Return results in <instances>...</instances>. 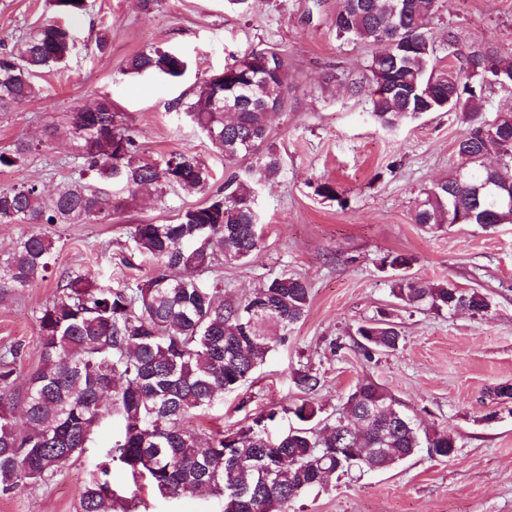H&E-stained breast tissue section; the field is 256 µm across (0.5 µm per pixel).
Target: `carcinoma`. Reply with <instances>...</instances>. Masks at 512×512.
<instances>
[{
	"mask_svg": "<svg viewBox=\"0 0 512 512\" xmlns=\"http://www.w3.org/2000/svg\"><path fill=\"white\" fill-rule=\"evenodd\" d=\"M60 19L30 30L13 47H0V108L39 95L37 74L67 63L75 47L71 20L86 0H51ZM439 0H341L331 19L339 38L382 45L372 57L371 101L376 120L392 128L454 95L451 111L465 129L456 143L461 165L433 183L416 203L413 220L433 227L452 224L512 223V111L487 118L482 92L492 87L487 74L512 71V55L491 43L472 44L458 56V71L474 86L456 87L451 72L436 70L428 25ZM267 68L259 76L225 66L247 86L246 104L234 113L219 111L221 81L192 87L186 112L204 132L224 163L250 159L246 175L235 173L202 205L185 209L174 224H134L128 229L131 254L149 257V278L117 287L101 285L83 271L68 272L56 294L37 311L39 364L26 388L16 389L19 351L0 353V497L27 484H50L66 463L82 455L100 424L117 416L119 438L96 465L84 487L79 512H127L112 484L116 463L134 480H144L163 499L204 492L216 512H288L303 493L355 471L399 466L426 449L429 457L450 459L455 440L437 430H420L379 384L357 383L343 412L333 421L320 417L309 399L321 377L300 371L295 384L306 398L281 411L254 418L232 432L203 433L189 421L212 408L218 395L241 387L288 340V331L307 314L305 280L281 275L239 302L217 299L218 284L203 276L223 262L249 259L261 246L257 186L278 177L281 157L271 141V117L288 86V61L273 50L249 53ZM188 68L180 55L154 47L133 56L127 71L176 82ZM495 125V136L485 133ZM67 135L76 145L77 177L45 199L40 184L0 189V224L96 223L125 210L138 191H161L167 173L189 187L206 190L210 171L196 156L178 152L158 162L120 127L112 102L72 116ZM37 149L19 141L0 153V167L22 164ZM119 179L129 198H116L98 186ZM54 241L43 233H24L0 252V299L22 293L45 278L54 262ZM392 295L408 309L425 306L437 313L468 310L486 315L490 298L477 288L447 281L401 278ZM358 345L368 357L399 348L402 332L388 312L357 328ZM375 411L359 427L351 421ZM283 414L295 425L276 441L265 421Z\"/></svg>",
	"mask_w": 512,
	"mask_h": 512,
	"instance_id": "cac0c4a2",
	"label": "carcinoma"
}]
</instances>
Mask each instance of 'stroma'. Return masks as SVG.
<instances>
[{
  "label": "stroma",
  "mask_w": 512,
  "mask_h": 512,
  "mask_svg": "<svg viewBox=\"0 0 512 512\" xmlns=\"http://www.w3.org/2000/svg\"><path fill=\"white\" fill-rule=\"evenodd\" d=\"M340 0H158L143 12L140 0H87L75 23V51L65 68L39 73L40 95L0 110V152L17 140L38 143L21 165L0 168V189L28 182L45 191L74 173V147L65 134L76 108L112 100L143 157L159 160L190 152L209 168L212 189L230 171L224 157L182 108L193 84L222 71L254 49L273 48L287 59L286 103L271 122V140L282 157L275 181L262 184L256 209L262 225L258 252L218 272L221 296L238 301L268 280L288 274L310 287L307 315L288 341L236 392L196 415L192 428L236 430L246 420L300 395L297 370L320 374L313 401L322 417H336L356 383L381 384L418 424L448 433L457 453L449 460L418 452L402 465L344 477L331 490H311L294 512H512V399L493 395L512 384V223L482 227L444 225L430 230L412 214L422 190L448 177L460 164L455 144L464 126L455 112H423L392 129L372 114L369 66L377 48L337 37L330 18ZM54 15L49 0H0V41L13 43ZM440 67L455 64L449 34L461 44L495 41L512 51V0H440L429 24ZM106 49H97L98 36ZM160 46L189 65L171 84L155 76L125 73L133 55ZM58 128L45 139L46 128ZM331 183L333 197L318 194ZM205 192L171 186L141 192L125 211L92 224H57V272L19 295L0 301V350L19 347V381L38 364L35 311L50 299L59 273L91 270L105 285L147 279L153 262L121 261L120 244L132 224H170L188 207L205 203ZM390 253L413 256L412 276L448 280L488 294L487 315L466 311L400 313L398 350L365 357L356 345L357 326L392 307L398 273L383 267ZM121 430L107 421L93 448L67 462L48 486H27L0 498V512H77L93 465ZM112 481L130 512H212L207 496L167 501L146 484H134L116 467Z\"/></svg>",
  "instance_id": "1"
}]
</instances>
